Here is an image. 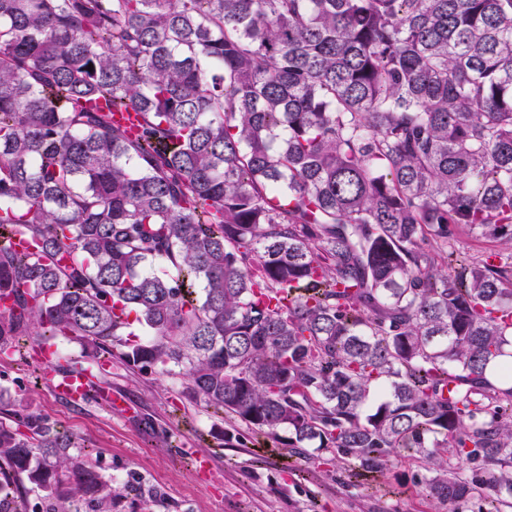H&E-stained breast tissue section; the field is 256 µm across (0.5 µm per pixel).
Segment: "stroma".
Wrapping results in <instances>:
<instances>
[{"label":"stroma","instance_id":"1","mask_svg":"<svg viewBox=\"0 0 512 512\" xmlns=\"http://www.w3.org/2000/svg\"><path fill=\"white\" fill-rule=\"evenodd\" d=\"M44 364L27 349L0 360V412L24 403L73 434L119 495L112 512H141L138 497L154 491V512H435L425 472L405 459L387 473H358L331 448L305 453L232 420L219 421L188 399L181 377L142 372L113 359L104 385L121 392L131 413L109 410L97 397L73 404L54 394ZM212 457L209 474L195 470L188 449Z\"/></svg>","mask_w":512,"mask_h":512}]
</instances>
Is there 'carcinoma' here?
Here are the masks:
<instances>
[{"instance_id": "1", "label": "carcinoma", "mask_w": 512, "mask_h": 512, "mask_svg": "<svg viewBox=\"0 0 512 512\" xmlns=\"http://www.w3.org/2000/svg\"><path fill=\"white\" fill-rule=\"evenodd\" d=\"M137 112L139 128L112 122ZM512 0H0V353L59 336L440 509H512ZM24 234L31 250H15ZM0 419V512H112ZM496 249L504 258L510 255L509 245L502 242L491 243L472 237L466 229H461L458 235L456 250L459 252L461 260H475L480 258L485 252Z\"/></svg>"}]
</instances>
